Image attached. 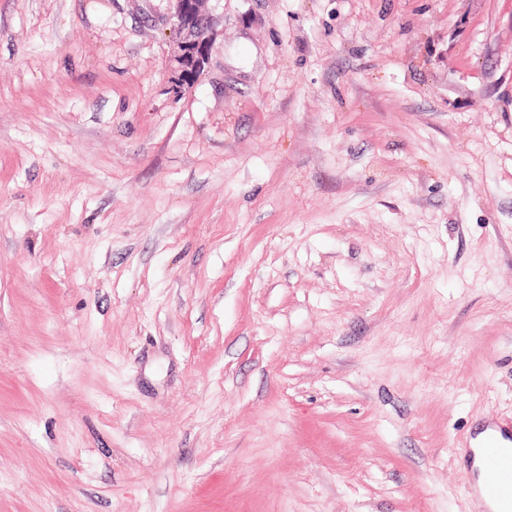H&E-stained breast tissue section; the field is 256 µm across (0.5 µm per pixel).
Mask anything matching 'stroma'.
Returning a JSON list of instances; mask_svg holds the SVG:
<instances>
[{
    "label": "stroma",
    "mask_w": 512,
    "mask_h": 512,
    "mask_svg": "<svg viewBox=\"0 0 512 512\" xmlns=\"http://www.w3.org/2000/svg\"><path fill=\"white\" fill-rule=\"evenodd\" d=\"M0 0V512H490L512 0ZM213 0H168L169 23L178 51L169 60L176 90L190 88L208 69L218 31L208 3Z\"/></svg>",
    "instance_id": "obj_1"
}]
</instances>
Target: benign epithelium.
Wrapping results in <instances>:
<instances>
[{
  "instance_id": "1",
  "label": "benign epithelium",
  "mask_w": 512,
  "mask_h": 512,
  "mask_svg": "<svg viewBox=\"0 0 512 512\" xmlns=\"http://www.w3.org/2000/svg\"><path fill=\"white\" fill-rule=\"evenodd\" d=\"M169 23L178 38V51L169 60L177 90L190 88L208 69L218 31L211 0H168Z\"/></svg>"
}]
</instances>
